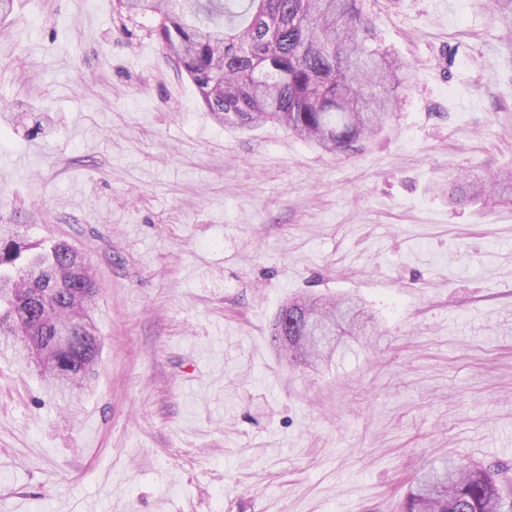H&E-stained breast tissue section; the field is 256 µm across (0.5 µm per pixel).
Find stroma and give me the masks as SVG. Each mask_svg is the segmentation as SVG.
Instances as JSON below:
<instances>
[{"mask_svg":"<svg viewBox=\"0 0 512 512\" xmlns=\"http://www.w3.org/2000/svg\"><path fill=\"white\" fill-rule=\"evenodd\" d=\"M409 65L340 154L218 125L115 0L0 19V224L84 252L102 343L65 405L0 352V512H399L443 462L512 478V34L490 0H367ZM378 333L279 355L295 295ZM451 195L455 203L473 201L486 196H498L503 199L506 197L512 200V172L496 176L492 186L469 177L461 178L454 186V193Z\"/></svg>","mask_w":512,"mask_h":512,"instance_id":"35a3bbf8","label":"stroma"}]
</instances>
